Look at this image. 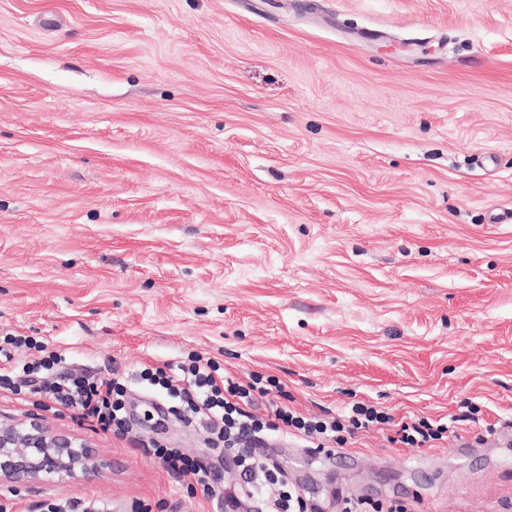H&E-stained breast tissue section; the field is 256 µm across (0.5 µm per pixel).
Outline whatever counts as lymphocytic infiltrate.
I'll return each instance as SVG.
<instances>
[{"mask_svg":"<svg viewBox=\"0 0 512 512\" xmlns=\"http://www.w3.org/2000/svg\"><path fill=\"white\" fill-rule=\"evenodd\" d=\"M148 389L171 414L182 416L205 433L212 459L192 457L181 449L153 442V456L169 474L200 486L204 496L216 500L220 512L246 508L247 512H320L317 503L304 498L278 466L257 455L268 433L285 432L305 441L345 446L356 434L391 423L384 411L365 403L352 405L346 418L305 417L289 407L270 403L258 411L255 397L275 386L274 378L253 376L248 383L235 381L220 365L200 354L160 366L141 365L130 371L106 375L78 374L64 353L49 349L32 336H0V388L20 403L53 413L70 412L91 429L123 435L128 431L125 396L128 382ZM239 470L241 485L218 489L223 460ZM279 485V494L267 499L266 489Z\"/></svg>","mask_w":512,"mask_h":512,"instance_id":"obj_1","label":"lymphocytic infiltrate"}]
</instances>
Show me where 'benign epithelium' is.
I'll use <instances>...</instances> for the list:
<instances>
[{"mask_svg":"<svg viewBox=\"0 0 512 512\" xmlns=\"http://www.w3.org/2000/svg\"><path fill=\"white\" fill-rule=\"evenodd\" d=\"M109 462L86 441L51 430L41 418L0 424V483L37 489L46 476H99Z\"/></svg>","mask_w":512,"mask_h":512,"instance_id":"1","label":"benign epithelium"}]
</instances>
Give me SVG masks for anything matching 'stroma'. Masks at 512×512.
I'll list each match as a JSON object with an SVG mask.
<instances>
[{
	"mask_svg": "<svg viewBox=\"0 0 512 512\" xmlns=\"http://www.w3.org/2000/svg\"><path fill=\"white\" fill-rule=\"evenodd\" d=\"M512 0H0V331L76 369L280 380L308 416L451 420L433 448L269 452L300 493L512 512ZM127 437L43 413L111 472L79 497L215 512L155 464L202 435L127 396Z\"/></svg>",
	"mask_w": 512,
	"mask_h": 512,
	"instance_id": "35a3bbf8",
	"label": "stroma"
}]
</instances>
